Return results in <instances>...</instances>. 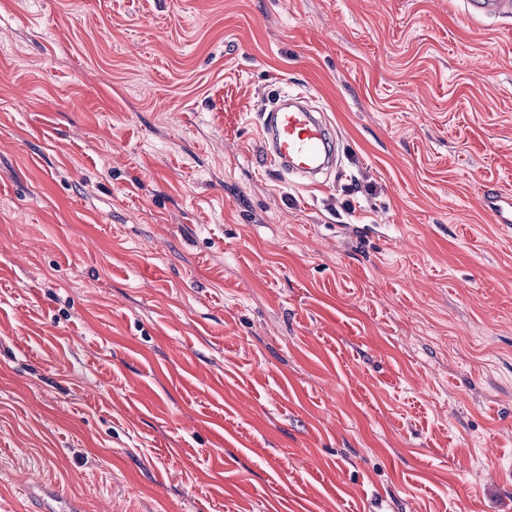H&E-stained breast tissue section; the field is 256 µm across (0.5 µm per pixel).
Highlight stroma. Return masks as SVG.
I'll return each instance as SVG.
<instances>
[{
	"label": "stroma",
	"instance_id": "obj_1",
	"mask_svg": "<svg viewBox=\"0 0 512 512\" xmlns=\"http://www.w3.org/2000/svg\"><path fill=\"white\" fill-rule=\"evenodd\" d=\"M282 91L323 186L264 160ZM55 493L512 512V17L0 0V512Z\"/></svg>",
	"mask_w": 512,
	"mask_h": 512
}]
</instances>
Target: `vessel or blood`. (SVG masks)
<instances>
[{"label":"vessel or blood","instance_id":"1","mask_svg":"<svg viewBox=\"0 0 512 512\" xmlns=\"http://www.w3.org/2000/svg\"><path fill=\"white\" fill-rule=\"evenodd\" d=\"M471 16L497 17L512 12V0H464ZM268 163L321 185L322 171L336 157L334 131L322 114L304 101L290 98L275 103L263 123Z\"/></svg>","mask_w":512,"mask_h":512}]
</instances>
